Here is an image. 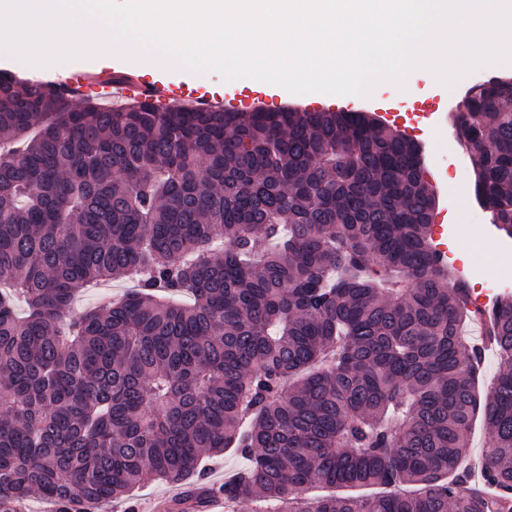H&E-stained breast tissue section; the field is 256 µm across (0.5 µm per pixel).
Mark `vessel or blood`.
<instances>
[{
	"label": "vessel or blood",
	"mask_w": 512,
	"mask_h": 512,
	"mask_svg": "<svg viewBox=\"0 0 512 512\" xmlns=\"http://www.w3.org/2000/svg\"><path fill=\"white\" fill-rule=\"evenodd\" d=\"M69 96L87 98L94 96L109 100L115 97L123 99H150L162 106H169L182 101L207 108L213 99L200 90L185 91L170 83L145 81L139 78L115 81L104 75L79 72L66 78L63 82Z\"/></svg>",
	"instance_id": "b4317fda"
}]
</instances>
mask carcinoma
Returning a JSON list of instances; mask_svg holds the SVG:
<instances>
[{
    "instance_id": "cac0c4a2",
    "label": "carcinoma",
    "mask_w": 512,
    "mask_h": 512,
    "mask_svg": "<svg viewBox=\"0 0 512 512\" xmlns=\"http://www.w3.org/2000/svg\"><path fill=\"white\" fill-rule=\"evenodd\" d=\"M509 103L511 78L477 82L452 128L512 238ZM435 208L420 144L366 112L74 110L0 71V512L181 485L229 448L249 465L224 499L275 512H512V294L472 307ZM478 315L499 366L483 396ZM320 486L388 494L305 496ZM129 289H131L130 283L112 280L77 296L74 300V306L78 310L100 306L109 300H113V297L123 296ZM470 442L472 449L470 467L473 470L475 469L476 475L480 459L485 454L489 446V434L483 426L480 418H477L472 425Z\"/></svg>"
}]
</instances>
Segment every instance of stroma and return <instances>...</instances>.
Returning <instances> with one entry per match:
<instances>
[{"label": "stroma", "instance_id": "obj_1", "mask_svg": "<svg viewBox=\"0 0 512 512\" xmlns=\"http://www.w3.org/2000/svg\"><path fill=\"white\" fill-rule=\"evenodd\" d=\"M0 70L10 71L25 78L63 80L77 72L99 73L102 71H123L133 76H141L142 71L125 61L92 62L81 59L72 60L64 68L39 67L19 64L9 58H0ZM512 76V65L483 66L463 77L462 81L448 87L434 84L428 87L426 94L413 100L402 98L396 86L385 82L377 85L370 96H340L334 103L335 108L369 112L383 115L385 123L398 131L415 136L423 150V162L426 177L434 186H447L448 193L440 197L434 222L442 228L439 236L450 253L451 262L460 268L470 283L474 295H482L483 288L476 272L472 268L471 252L462 251L459 243L465 236H474L488 252L487 260L491 265L500 287L512 290V239L493 234L489 229V215L477 203L474 194L473 162L464 147L455 138L451 125L435 124L425 118L423 107L431 99H440L448 103L450 96L461 95L464 87L489 76ZM160 81L186 84L212 94L217 99L228 96L249 97L252 106L278 107L287 105L293 108L311 111L325 109L321 95L314 94L301 98L290 94L276 85L248 87L223 81L220 75L198 77L191 71L163 72Z\"/></svg>", "mask_w": 512, "mask_h": 512}]
</instances>
